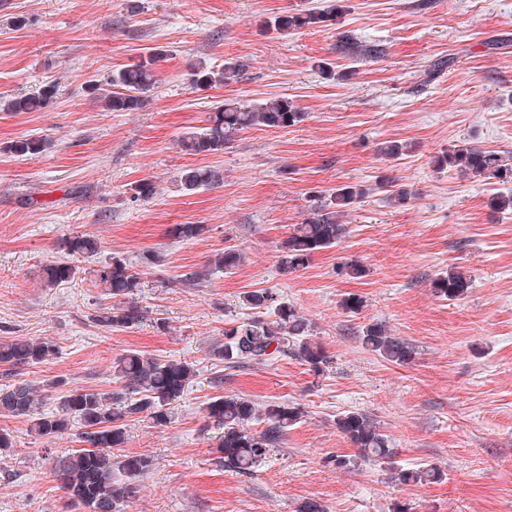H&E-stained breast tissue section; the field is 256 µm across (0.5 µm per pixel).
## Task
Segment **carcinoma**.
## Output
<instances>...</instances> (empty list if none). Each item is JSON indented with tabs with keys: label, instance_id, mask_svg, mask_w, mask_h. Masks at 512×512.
Masks as SVG:
<instances>
[{
	"label": "carcinoma",
	"instance_id": "obj_1",
	"mask_svg": "<svg viewBox=\"0 0 512 512\" xmlns=\"http://www.w3.org/2000/svg\"><path fill=\"white\" fill-rule=\"evenodd\" d=\"M344 0L322 10L308 9L288 12L266 21V26L282 36L292 31L325 23L346 10ZM345 51L371 59L384 56L380 44L360 45L351 38L344 41ZM163 59L160 50L143 55L139 60L112 71L107 84L93 81L88 85L93 98L105 104L111 112H134L146 106L156 79L157 63ZM241 65L226 63L218 71L201 66L190 74L191 88L206 90L227 84L239 77ZM57 94L56 87L47 85L36 95L14 98L8 109L12 112H40L49 107ZM304 120L286 97L271 98L249 106L237 100L226 99L216 107L209 124L196 127L180 137L184 150L194 154H216L226 148L244 130L256 126L288 128ZM52 141L46 138H21L10 142L4 151L18 156L46 152ZM435 167L459 168L497 184H512V156L475 146H455L434 160ZM224 181L217 168L195 167L182 171L183 190L195 192ZM378 188L395 202L405 201L411 193L395 187L383 179ZM365 191L357 185H340L331 189L327 202L321 205L303 224L282 243L279 269L292 274L306 265L314 254L330 248L347 234L340 220L342 213L361 202ZM495 212L512 213V189L499 192L491 199ZM206 232L203 224H177L173 237L189 241ZM62 248L71 257L89 258L98 254L96 240L72 236L62 241ZM246 254L226 250L215 255L211 265L226 273L241 266ZM77 267L54 262L43 268L46 286L75 278ZM97 276L106 285L116 303L102 307L93 317L94 323L106 331L131 328L144 319V311L130 298L142 287L141 274L134 265L119 256H113L102 266ZM470 276L458 267L437 276L432 282L434 292L442 299L455 300L471 288ZM243 304L251 309L268 310V317H253L224 329V344L213 348L214 357L233 368L244 363L263 364L283 352H289L319 371L328 363V355L321 344L309 339V324L292 307L275 301L265 290L245 293ZM359 342L362 347L384 360L404 365L415 355L414 346L406 339L390 333L382 323L363 326ZM56 355L55 346L39 339L0 338V365L9 371L43 364ZM113 376L121 383L120 389L101 392L79 389L59 399L57 409L45 413L40 408L46 401L43 386L33 381H21L0 389V414L28 419L30 432L40 438H51L65 433L71 422L78 421L84 428V439L89 447L79 449L54 462L53 471L66 497L79 512H117L118 505L129 501L137 493V482L153 467L148 456L118 454L116 450L127 443V421L139 414H147L153 422L163 425L168 419V406L178 401L193 376L190 364L174 359L163 360L140 351L131 350L117 358L112 365ZM304 416L299 405L273 403L263 408L245 397L226 395L209 403L208 417L224 426L219 451L224 467L247 473L259 465L269 448L279 443L288 428ZM254 422L265 424L263 431H252ZM338 429L358 449L364 459L394 465L397 456L388 437L365 413L349 411L337 417ZM396 479L403 483H425L440 478L439 470L428 465L415 470H397Z\"/></svg>",
	"mask_w": 512,
	"mask_h": 512
}]
</instances>
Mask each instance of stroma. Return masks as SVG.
<instances>
[{"label": "stroma", "mask_w": 512, "mask_h": 512, "mask_svg": "<svg viewBox=\"0 0 512 512\" xmlns=\"http://www.w3.org/2000/svg\"><path fill=\"white\" fill-rule=\"evenodd\" d=\"M327 0H0V336L45 339L49 363L6 374L63 379L47 409L78 388L117 389L113 361L130 350L192 363L195 374L164 425L130 421L124 453L154 463L122 512H297L307 500L327 512H512V215L490 205L498 188L436 156L460 142L512 151V0H347L335 21L282 36L265 22L323 9ZM385 45L373 61L339 42ZM149 48L165 56L147 105L108 112L88 95L100 80ZM453 64L427 77L431 62ZM325 59L336 74L315 66ZM237 62V81L191 89L192 65ZM57 88L41 112H11L15 97ZM288 97L304 112L288 128L241 132L216 155L178 144L205 124L216 103ZM52 139L51 150L6 153L19 138ZM399 141L404 155L379 154ZM223 170V184L190 194L183 169ZM411 190L390 202L378 187ZM149 179L156 195L134 199ZM365 188L344 218L349 232L284 276L279 246L339 185ZM203 224L197 239L169 235ZM94 237L99 256L75 279L47 287L46 264L63 260L61 241ZM246 262L198 284L181 283L220 252ZM120 256L143 274L134 297L148 317L106 333L93 322L113 300L99 285L103 259ZM357 260L365 277L342 275ZM458 266L472 280L456 300L432 281ZM266 289L311 324L330 361L322 371L291 354L241 368L211 356L231 321L252 316L244 293ZM356 294L360 311L340 301ZM379 322L414 345L407 365L366 351L358 335ZM263 406L301 405L305 415L253 473L219 463L222 427L207 415L217 397ZM360 411L397 450L396 467H439L440 480L401 484L386 464L360 458L336 418ZM13 446L0 455V512H74L52 472L53 457L82 448L81 424L54 438L31 435L21 417L0 416Z\"/></svg>", "instance_id": "1"}]
</instances>
